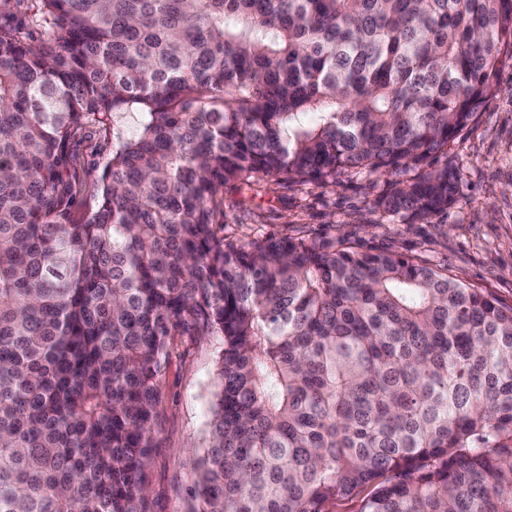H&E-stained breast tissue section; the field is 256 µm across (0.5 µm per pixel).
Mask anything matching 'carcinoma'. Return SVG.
<instances>
[{"label":"carcinoma","mask_w":512,"mask_h":512,"mask_svg":"<svg viewBox=\"0 0 512 512\" xmlns=\"http://www.w3.org/2000/svg\"><path fill=\"white\" fill-rule=\"evenodd\" d=\"M508 50L512 0H0V512H150L173 336L222 340L186 512H512V306L411 255L222 236L259 175L414 170L379 207L448 211L432 161ZM89 123L112 158L76 221Z\"/></svg>","instance_id":"obj_1"}]
</instances>
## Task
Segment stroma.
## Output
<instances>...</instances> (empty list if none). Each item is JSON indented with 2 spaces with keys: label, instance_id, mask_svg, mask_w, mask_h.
<instances>
[{
  "label": "stroma",
  "instance_id": "obj_1",
  "mask_svg": "<svg viewBox=\"0 0 512 512\" xmlns=\"http://www.w3.org/2000/svg\"><path fill=\"white\" fill-rule=\"evenodd\" d=\"M500 91L448 145L457 193L447 212L419 224L385 213L379 199L390 174L364 173L318 185L265 179L224 189V236L242 243L302 229L318 240L346 239L362 251L415 255L447 267L467 285L512 306V54L503 53L495 76ZM69 175L78 192L73 211L95 203L92 192L112 156V135L83 129L70 144ZM218 338L171 339V362L159 407V441L146 469L151 512H184L204 445Z\"/></svg>",
  "mask_w": 512,
  "mask_h": 512
}]
</instances>
